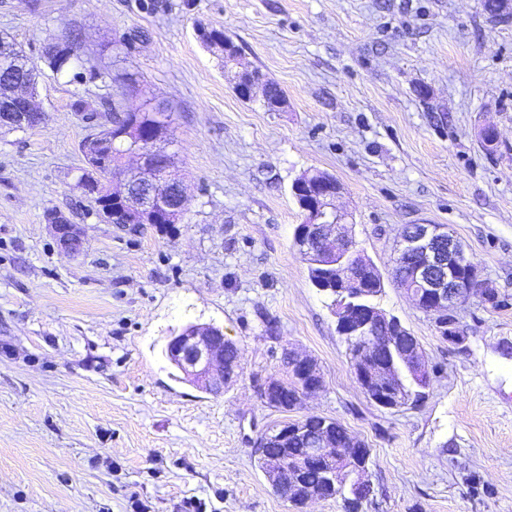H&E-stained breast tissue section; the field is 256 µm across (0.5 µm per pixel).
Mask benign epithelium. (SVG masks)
I'll return each instance as SVG.
<instances>
[{
  "instance_id": "1",
  "label": "benign epithelium",
  "mask_w": 512,
  "mask_h": 512,
  "mask_svg": "<svg viewBox=\"0 0 512 512\" xmlns=\"http://www.w3.org/2000/svg\"><path fill=\"white\" fill-rule=\"evenodd\" d=\"M17 100L25 111L1 113L0 128L26 127V112L40 111L35 98L25 90L17 93ZM126 138L131 145L126 154L137 158L139 166L134 173L123 168L114 170L112 180L119 184V188L111 190L110 198L99 207L101 218L110 224L125 223L123 210L112 206L114 202H121L135 212L143 224L178 221L182 207L167 202L159 188L172 184L181 190L183 184L172 176L169 168L157 171L149 167L146 155L138 149L142 141L130 134ZM107 144V138L93 136L85 147L88 169L82 171L79 182L86 191L96 183L99 154ZM292 193L307 215L306 220L294 230L293 243L297 253L305 263L322 266L336 274V280L318 281L315 287L336 296L337 329L348 340L374 348L377 342L374 323L384 316V311L367 301L372 296L367 290L336 287V282L344 281L347 273L357 268H374V264L362 256L348 225L342 223L341 215L332 206V201L341 193L340 183L321 171L306 172L295 179ZM52 228L60 248L73 255L81 251L84 237L80 225L56 215ZM412 253L423 254V262L413 270L402 288L411 294L417 307L425 313L433 317H448V326L452 328V336L448 340L461 341L457 311L475 297L484 302L490 296L479 265L466 254L462 244L446 227L437 224H409L405 227L396 256L401 258ZM228 342L230 339L224 336V331L211 324H189L170 337L166 356L186 381L205 392L222 393L224 386L232 381L231 376L225 373L224 364V344ZM286 354L291 367L308 379L304 397L320 392L324 381L317 363L292 349ZM354 374L358 383L371 392L390 389V384L398 378L391 358L378 369L357 363ZM363 452L365 449L356 447L354 443L343 450L337 448L328 434L308 449L309 457L324 458L329 462L339 457L348 461ZM276 467L277 473L294 488L301 486L302 464L299 461L284 457L277 461ZM351 473L355 475V486L369 487V483L363 480V472H353L349 465L343 468L331 466L327 470L328 483L344 482Z\"/></svg>"
}]
</instances>
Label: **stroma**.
<instances>
[{
  "label": "stroma",
  "instance_id": "1",
  "mask_svg": "<svg viewBox=\"0 0 512 512\" xmlns=\"http://www.w3.org/2000/svg\"><path fill=\"white\" fill-rule=\"evenodd\" d=\"M202 27L279 85V111L236 95ZM69 32L101 79L45 73L41 124L0 132V512H342L295 508L257 465L256 439L308 414L368 445L366 512H512V304L462 309L456 345L390 267L405 225L439 224L512 295V17L482 0H0V36L34 61ZM116 76L171 108L179 223H107L75 187L90 127L73 103L111 96ZM308 170L340 182L336 207L384 278L379 307L435 369L419 405L379 408L356 382L293 246L291 185ZM51 210L82 225L80 254L57 246ZM188 322L241 349L223 393L166 359ZM289 347L324 376L290 413L258 393L286 379Z\"/></svg>",
  "mask_w": 512,
  "mask_h": 512
}]
</instances>
